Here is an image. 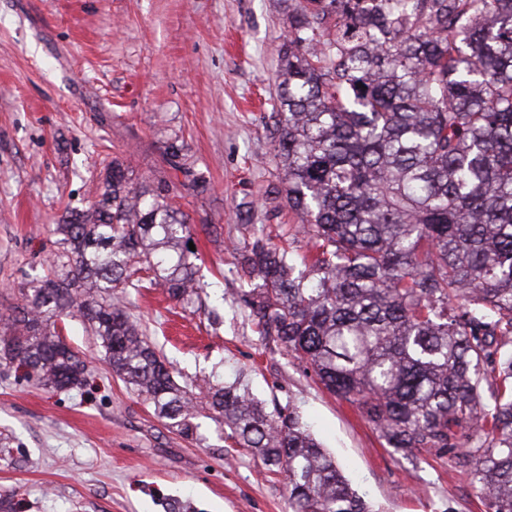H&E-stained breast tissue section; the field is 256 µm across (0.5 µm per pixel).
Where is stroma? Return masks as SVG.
Here are the masks:
<instances>
[{
  "label": "stroma",
  "mask_w": 512,
  "mask_h": 512,
  "mask_svg": "<svg viewBox=\"0 0 512 512\" xmlns=\"http://www.w3.org/2000/svg\"><path fill=\"white\" fill-rule=\"evenodd\" d=\"M300 0H0V312L54 253V227L88 208L112 159L134 186L182 182L163 161L172 141L202 174L182 191L209 295L189 306L165 289L132 295L129 313L190 385L239 372L267 411L291 407L354 489L380 512H486L478 486L447 457L389 448L358 409L260 336L233 302L236 251L254 230L307 237L284 199L265 119L280 50ZM216 225L217 234L207 232ZM66 342L90 372L80 389L0 376V512H288L282 477L219 434L204 442L164 425L104 360L80 319Z\"/></svg>",
  "instance_id": "obj_1"
}]
</instances>
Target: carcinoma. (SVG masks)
Returning a JSON list of instances; mask_svg holds the SVG:
<instances>
[{
  "instance_id": "cac0c4a2",
  "label": "carcinoma",
  "mask_w": 512,
  "mask_h": 512,
  "mask_svg": "<svg viewBox=\"0 0 512 512\" xmlns=\"http://www.w3.org/2000/svg\"><path fill=\"white\" fill-rule=\"evenodd\" d=\"M279 77L281 192L311 247L244 240L241 304L389 447L451 455L488 512H512V0H301ZM166 162L205 183L181 146ZM176 190L133 187L112 160L0 316V372L82 385L58 326L76 313L167 427L198 440L205 407L284 474L289 512H376L294 411H266L240 376L185 390L128 313L142 271L180 303L204 291Z\"/></svg>"
}]
</instances>
